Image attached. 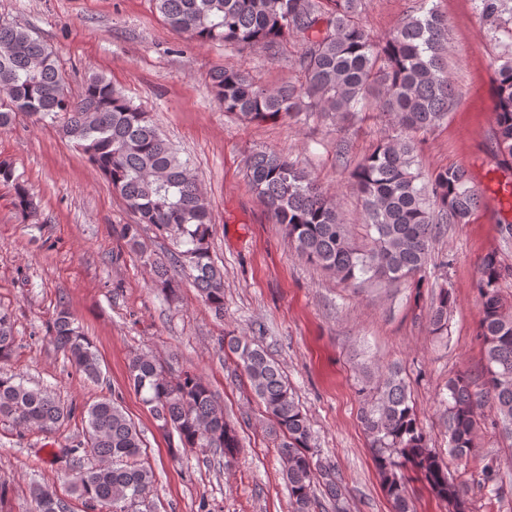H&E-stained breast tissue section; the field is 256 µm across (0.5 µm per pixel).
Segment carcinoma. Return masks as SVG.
Here are the masks:
<instances>
[{"label":"carcinoma","mask_w":512,"mask_h":512,"mask_svg":"<svg viewBox=\"0 0 512 512\" xmlns=\"http://www.w3.org/2000/svg\"><path fill=\"white\" fill-rule=\"evenodd\" d=\"M428 0L384 40L373 39L362 23L365 0H155L166 24L197 41H221L239 50L277 47L296 37L302 50L295 65L297 85L269 89L244 69L225 67L210 74L224 111L243 121L288 118L332 120L377 112L392 134L353 168L368 243L356 241L344 223L337 198L304 169L272 150L250 153L248 183L281 226L296 255L336 276L348 288L392 286L425 275L431 241L444 224H466L481 195L462 166L422 173L417 152L422 136L448 120L456 92L447 76L448 19ZM477 9L499 49L494 58V159L512 171V0H478ZM20 112L59 124L89 163L112 185L138 223L116 231L140 257L143 224L170 240L168 257L149 262L156 287L175 295L172 269L193 279L205 303L224 318V271L215 265L209 238V205L189 162L160 134L149 113L93 73L80 95L70 96L55 54L28 31L0 23V130ZM0 182L14 186V205L26 219L37 220L38 205L15 174L0 160ZM512 277V263L497 252L486 254L474 281L479 302L478 335L485 350L480 387L466 374L446 385L443 400L448 456L466 460L474 452L480 427L478 409L491 403V427L512 442V304L500 293ZM452 299L439 290L426 322L434 336L448 334ZM57 348L87 380H101L95 346L79 323L61 307L49 327ZM224 345L267 414L274 447L283 462L292 512H320L326 500L333 512H346L345 492L335 465L317 457L311 427L279 364L247 336L230 334ZM15 346L11 316L0 312V362ZM130 386L149 407L159 429L177 433L182 449H214L229 465L241 439L226 419L202 376L169 374L148 354L128 364ZM73 407L50 391L0 372V416L21 430H55ZM363 429L374 448V461L394 512H411L404 469L410 468L448 512H470L461 487L448 478V467L430 447L398 366L365 372L360 409ZM85 441L59 449L72 466L71 489L89 512H139L154 490V472L142 459L141 432L118 399L104 395L84 411ZM477 484L494 497L502 493L498 471L486 463ZM33 512H65L64 501L39 485L31 489Z\"/></svg>","instance_id":"obj_1"}]
</instances>
